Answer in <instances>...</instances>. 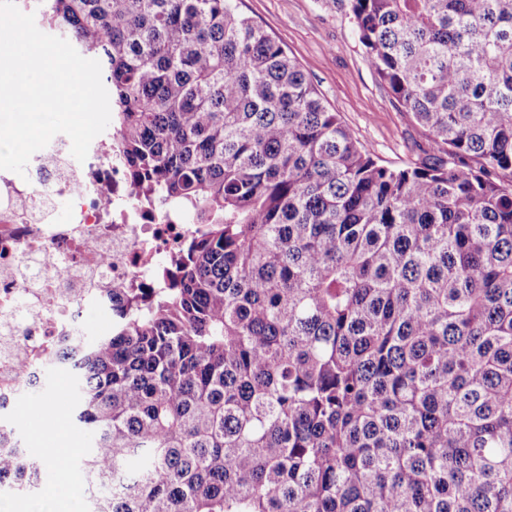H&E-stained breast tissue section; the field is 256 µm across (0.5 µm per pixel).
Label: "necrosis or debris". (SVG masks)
Wrapping results in <instances>:
<instances>
[{"instance_id": "obj_1", "label": "necrosis or debris", "mask_w": 512, "mask_h": 512, "mask_svg": "<svg viewBox=\"0 0 512 512\" xmlns=\"http://www.w3.org/2000/svg\"><path fill=\"white\" fill-rule=\"evenodd\" d=\"M56 135L25 175L0 170V394L15 395L54 349L87 333L83 307L112 310L165 287L196 227L138 201L118 138L93 139L85 162ZM65 206V223L54 219ZM26 310L18 312L17 299Z\"/></svg>"}]
</instances>
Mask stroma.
I'll return each mask as SVG.
<instances>
[{"mask_svg": "<svg viewBox=\"0 0 512 512\" xmlns=\"http://www.w3.org/2000/svg\"><path fill=\"white\" fill-rule=\"evenodd\" d=\"M241 14L275 37L321 93L325 104L338 112L354 135L383 164L403 166L415 160L421 130L391 99L369 66L364 48L346 12L336 0H236ZM46 403L45 418L71 413L72 380L69 372L51 375L39 390H22L12 405L13 416L27 452L42 458L33 436L34 420L26 408ZM82 484L73 463L49 462L42 473V496L15 495L0 504V512H58L61 487Z\"/></svg>", "mask_w": 512, "mask_h": 512, "instance_id": "stroma-1", "label": "stroma"}]
</instances>
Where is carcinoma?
Segmentation results:
<instances>
[{"label": "carcinoma", "instance_id": "carcinoma-1", "mask_svg": "<svg viewBox=\"0 0 512 512\" xmlns=\"http://www.w3.org/2000/svg\"><path fill=\"white\" fill-rule=\"evenodd\" d=\"M420 127L381 164L234 0H16L199 225L74 378L88 512H512V0H340ZM0 487L41 491L2 416Z\"/></svg>", "mask_w": 512, "mask_h": 512}]
</instances>
